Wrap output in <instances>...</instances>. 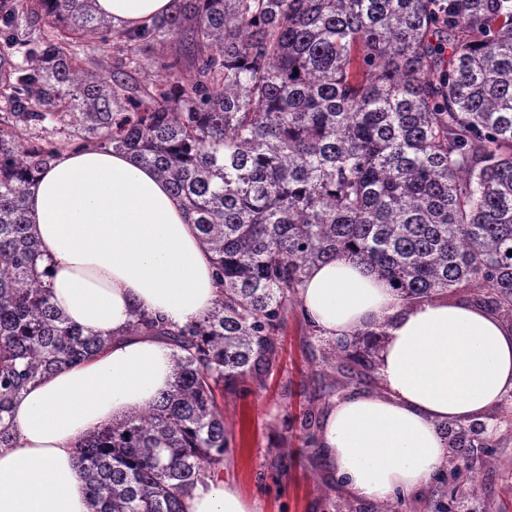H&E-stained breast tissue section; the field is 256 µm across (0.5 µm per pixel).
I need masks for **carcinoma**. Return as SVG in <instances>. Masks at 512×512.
<instances>
[{
	"instance_id": "obj_1",
	"label": "carcinoma",
	"mask_w": 512,
	"mask_h": 512,
	"mask_svg": "<svg viewBox=\"0 0 512 512\" xmlns=\"http://www.w3.org/2000/svg\"><path fill=\"white\" fill-rule=\"evenodd\" d=\"M44 17L51 31L23 35ZM92 35L100 47L88 48ZM168 38L164 78L132 82ZM0 446L12 402L107 342L51 302L25 218L61 152L122 151L183 201L218 296L170 327L174 382L76 448L89 512H185L224 463V393L261 390L306 270L358 261L404 299L476 302L512 327V0H173L118 31L91 0H0ZM383 332L322 341L319 365L378 382ZM445 423L450 448L488 446Z\"/></svg>"
}]
</instances>
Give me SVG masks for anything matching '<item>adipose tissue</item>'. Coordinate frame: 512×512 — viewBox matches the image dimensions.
Returning a JSON list of instances; mask_svg holds the SVG:
<instances>
[{"mask_svg":"<svg viewBox=\"0 0 512 512\" xmlns=\"http://www.w3.org/2000/svg\"><path fill=\"white\" fill-rule=\"evenodd\" d=\"M118 29L167 14L172 0H95ZM26 217L68 321L107 339L78 365L17 398L11 447L0 448V512H88L75 450L88 435L147 408L173 382V349L130 333L137 314L183 326L214 304L211 254L182 201L123 153H60L26 197ZM299 310L323 338L383 331L378 391L347 393L327 411L319 445L355 498L385 502L426 486L448 460L439 427L467 422L512 393V328L474 304L405 300L347 258L311 266ZM186 512H260L213 476Z\"/></svg>","mask_w":512,"mask_h":512,"instance_id":"ef3b65f1","label":"adipose tissue"}]
</instances>
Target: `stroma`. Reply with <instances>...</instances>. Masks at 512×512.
<instances>
[{"mask_svg": "<svg viewBox=\"0 0 512 512\" xmlns=\"http://www.w3.org/2000/svg\"><path fill=\"white\" fill-rule=\"evenodd\" d=\"M276 367L264 390L224 398V431L229 448L222 478L261 512H336L351 497L337 480L322 448L303 445L296 431L307 408L323 417V404L309 406L318 383L334 373L321 369L313 355L319 336L299 312L288 316ZM451 464L467 465L471 482H430L406 496L412 512H512V435L492 448L449 452ZM284 463L287 474L275 479L273 464Z\"/></svg>", "mask_w": 512, "mask_h": 512, "instance_id": "1", "label": "stroma"}]
</instances>
